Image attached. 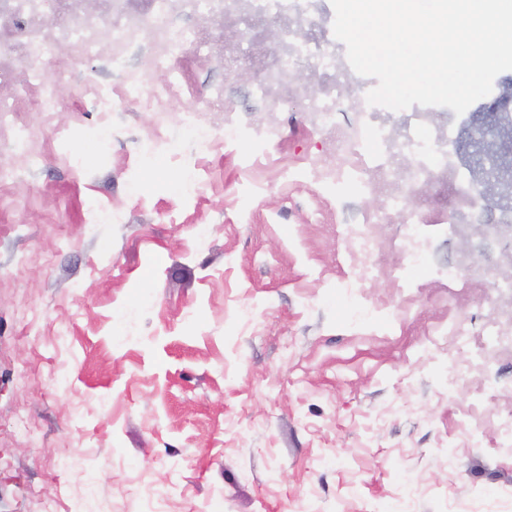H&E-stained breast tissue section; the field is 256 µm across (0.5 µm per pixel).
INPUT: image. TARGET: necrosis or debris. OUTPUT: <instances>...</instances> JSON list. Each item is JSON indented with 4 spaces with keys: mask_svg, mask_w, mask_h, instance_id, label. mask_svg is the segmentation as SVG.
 Listing matches in <instances>:
<instances>
[{
    "mask_svg": "<svg viewBox=\"0 0 512 512\" xmlns=\"http://www.w3.org/2000/svg\"><path fill=\"white\" fill-rule=\"evenodd\" d=\"M146 10H137L133 0H100L95 12L73 9V0H0V134L11 133L15 148L26 160L38 154L30 127L17 125L15 116L23 108L46 111L38 83L40 65L58 46L69 55L57 61L54 79L78 83L82 95L100 114L96 139L102 151L112 141L111 116L127 102L149 112L167 111L171 101L182 98L183 84L173 80L162 89L146 90L145 82L177 49L192 50L194 56L210 54L215 44L225 46V64L219 81L206 86L201 105L187 113L186 128L199 145L211 143L216 113H223L225 136H238L241 128L234 111L224 99L226 82L235 77L241 60L238 41L223 42L216 25L225 17L245 20L265 15L287 19L288 30L272 48L275 63L249 90L251 98L276 111L286 99H300L307 123L321 131L327 147L308 156L302 175L328 195H335L341 182L353 185L359 195L341 231L359 248L371 253L381 242L374 234L379 224L400 227L398 245L402 262L394 277L405 282L411 268L427 266L431 246L422 234L423 225L441 221L449 236L478 223L479 201L471 183L463 178L452 133L455 117L437 126L429 122V108L413 113L411 119L392 122L389 111L368 105L369 84L348 69L336 41L322 35L302 42L313 16L329 20L330 12H318L322 0H145ZM299 70L326 81L324 89L304 92L290 81ZM355 86L348 96L347 86ZM353 112L357 119L342 122L338 113ZM379 143L378 158L367 162L362 150L365 136ZM439 187L447 195L445 212L433 218L423 210L404 207L403 199L421 187ZM374 198L378 207L362 206ZM512 316L500 314L471 340L456 320L441 330L450 347L469 360L486 364L498 353L512 351V335L504 331Z\"/></svg>",
    "mask_w": 512,
    "mask_h": 512,
    "instance_id": "1",
    "label": "necrosis or debris"
}]
</instances>
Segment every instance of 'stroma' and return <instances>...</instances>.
I'll list each match as a JSON object with an SVG mask.
<instances>
[{
    "label": "stroma",
    "instance_id": "obj_1",
    "mask_svg": "<svg viewBox=\"0 0 512 512\" xmlns=\"http://www.w3.org/2000/svg\"><path fill=\"white\" fill-rule=\"evenodd\" d=\"M226 98L278 127L270 154L195 150L190 96L116 114L106 153L76 84L53 124L20 114L42 157L0 184V512H512V396L487 393L512 387V353L476 365L437 334L512 303V231L429 226L437 265L469 249L464 292L426 269L397 287L398 225L358 252L340 201L293 179L325 146L300 104ZM159 125L181 156L144 157Z\"/></svg>",
    "mask_w": 512,
    "mask_h": 512
}]
</instances>
